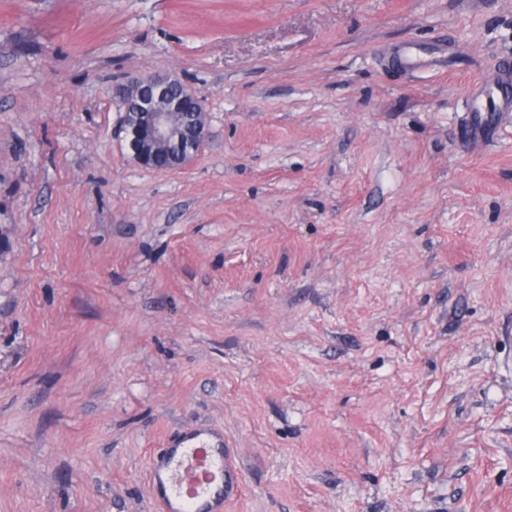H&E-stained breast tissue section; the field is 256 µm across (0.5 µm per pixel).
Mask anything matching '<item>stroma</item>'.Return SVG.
Wrapping results in <instances>:
<instances>
[{
  "label": "stroma",
  "instance_id": "1",
  "mask_svg": "<svg viewBox=\"0 0 512 512\" xmlns=\"http://www.w3.org/2000/svg\"><path fill=\"white\" fill-rule=\"evenodd\" d=\"M512 0H0V512H150L209 424L225 512H512ZM208 137L135 164L116 90ZM512 85V70L494 65L487 77L469 94L471 107L464 126V139L473 147L481 146L488 132L504 117L512 115V99L508 88ZM493 99V106L487 100ZM119 131L130 157L139 166L176 170L201 149L207 134L202 100L173 75L146 74L122 88ZM193 108V112L186 111ZM183 116H187L183 119Z\"/></svg>",
  "mask_w": 512,
  "mask_h": 512
}]
</instances>
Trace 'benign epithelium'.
<instances>
[{
	"label": "benign epithelium",
	"mask_w": 512,
	"mask_h": 512,
	"mask_svg": "<svg viewBox=\"0 0 512 512\" xmlns=\"http://www.w3.org/2000/svg\"><path fill=\"white\" fill-rule=\"evenodd\" d=\"M119 131L139 166L176 170L201 149L207 134L202 100L173 75L146 74L122 88Z\"/></svg>",
	"instance_id": "1"
}]
</instances>
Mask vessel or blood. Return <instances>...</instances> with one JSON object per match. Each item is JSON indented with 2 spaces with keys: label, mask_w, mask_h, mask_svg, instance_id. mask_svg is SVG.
<instances>
[{
  "label": "vessel or blood",
  "mask_w": 512,
  "mask_h": 512,
  "mask_svg": "<svg viewBox=\"0 0 512 512\" xmlns=\"http://www.w3.org/2000/svg\"><path fill=\"white\" fill-rule=\"evenodd\" d=\"M464 138L481 146L488 132L512 115V70L493 66L472 89ZM153 512H224L238 498L244 477L222 433L199 426L178 435L153 458L150 468Z\"/></svg>",
  "instance_id": "vessel-or-blood-1"
}]
</instances>
